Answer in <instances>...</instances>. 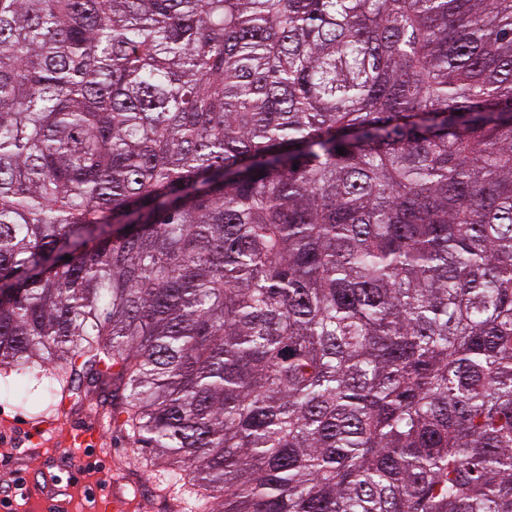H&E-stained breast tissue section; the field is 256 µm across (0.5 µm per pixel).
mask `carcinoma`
Returning a JSON list of instances; mask_svg holds the SVG:
<instances>
[{
  "mask_svg": "<svg viewBox=\"0 0 512 512\" xmlns=\"http://www.w3.org/2000/svg\"><path fill=\"white\" fill-rule=\"evenodd\" d=\"M1 372L191 512H512V0H0Z\"/></svg>",
  "mask_w": 512,
  "mask_h": 512,
  "instance_id": "carcinoma-1",
  "label": "carcinoma"
}]
</instances>
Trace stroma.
Wrapping results in <instances>:
<instances>
[{
  "label": "stroma",
  "mask_w": 512,
  "mask_h": 512,
  "mask_svg": "<svg viewBox=\"0 0 512 512\" xmlns=\"http://www.w3.org/2000/svg\"><path fill=\"white\" fill-rule=\"evenodd\" d=\"M49 406L55 397L47 382L0 388V488L21 479L25 488L12 512H94V500L114 496L117 512H170L173 493L165 465L144 466L136 445L112 424V408L102 393H82L65 403L46 442H34L41 419L30 404ZM90 421L100 430L96 446L70 447L74 422Z\"/></svg>",
  "instance_id": "35a3bbf8"
}]
</instances>
